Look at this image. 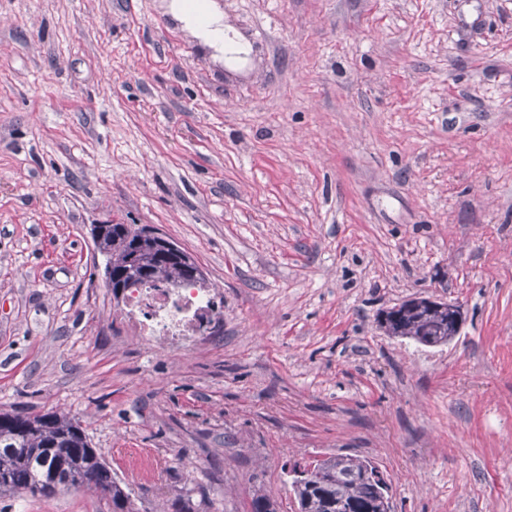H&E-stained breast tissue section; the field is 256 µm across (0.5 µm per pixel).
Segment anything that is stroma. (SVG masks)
Returning <instances> with one entry per match:
<instances>
[{"label":"stroma","mask_w":512,"mask_h":512,"mask_svg":"<svg viewBox=\"0 0 512 512\" xmlns=\"http://www.w3.org/2000/svg\"><path fill=\"white\" fill-rule=\"evenodd\" d=\"M215 2L239 66L166 0H0V409L78 418L140 512H295L330 453L395 512H512V0ZM97 224L190 254L222 334L131 336ZM422 296L447 344L380 328Z\"/></svg>","instance_id":"35a3bbf8"}]
</instances>
